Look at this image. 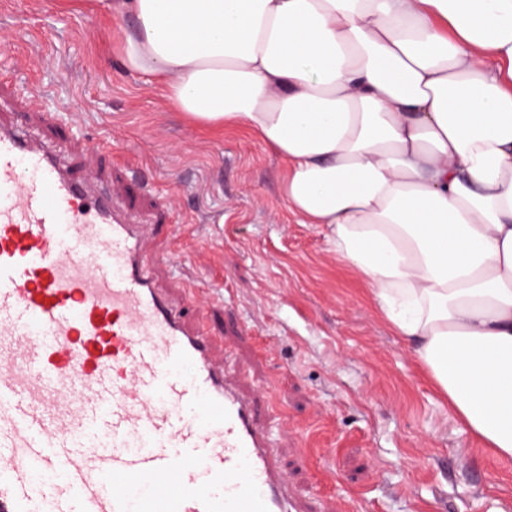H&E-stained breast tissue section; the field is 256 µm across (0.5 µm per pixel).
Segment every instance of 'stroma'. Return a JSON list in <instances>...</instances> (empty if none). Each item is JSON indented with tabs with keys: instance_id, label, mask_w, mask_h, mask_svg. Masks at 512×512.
Segmentation results:
<instances>
[{
	"instance_id": "35a3bbf8",
	"label": "stroma",
	"mask_w": 512,
	"mask_h": 512,
	"mask_svg": "<svg viewBox=\"0 0 512 512\" xmlns=\"http://www.w3.org/2000/svg\"><path fill=\"white\" fill-rule=\"evenodd\" d=\"M95 0H0V117L94 171L122 163L169 201L156 269L259 396L292 490L312 512H512V470L483 455L381 318L325 230L281 194L287 165L238 128L189 123L112 53ZM37 96L66 113L46 126ZM112 155L92 153L99 137Z\"/></svg>"
}]
</instances>
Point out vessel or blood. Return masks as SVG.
<instances>
[{"instance_id": "b4317fda", "label": "vessel or blood", "mask_w": 512, "mask_h": 512, "mask_svg": "<svg viewBox=\"0 0 512 512\" xmlns=\"http://www.w3.org/2000/svg\"><path fill=\"white\" fill-rule=\"evenodd\" d=\"M149 240L0 120V512H302Z\"/></svg>"}]
</instances>
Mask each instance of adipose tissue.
Here are the masks:
<instances>
[{
  "mask_svg": "<svg viewBox=\"0 0 512 512\" xmlns=\"http://www.w3.org/2000/svg\"><path fill=\"white\" fill-rule=\"evenodd\" d=\"M195 125L284 158L483 453L512 463V0H97Z\"/></svg>",
  "mask_w": 512,
  "mask_h": 512,
  "instance_id": "obj_1",
  "label": "adipose tissue"
}]
</instances>
